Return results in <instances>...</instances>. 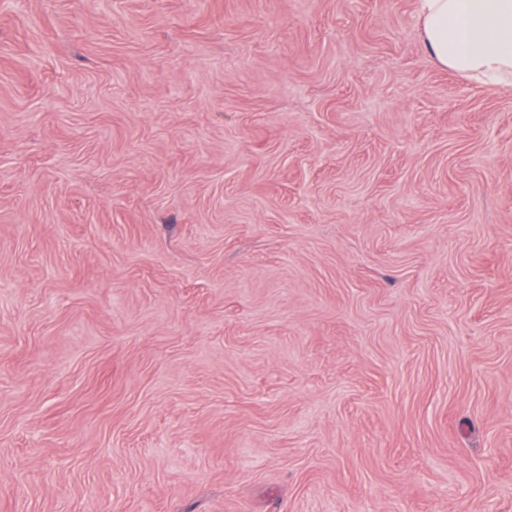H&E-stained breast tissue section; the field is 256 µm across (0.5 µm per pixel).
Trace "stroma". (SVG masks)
I'll list each match as a JSON object with an SVG mask.
<instances>
[{
  "instance_id": "stroma-1",
  "label": "stroma",
  "mask_w": 512,
  "mask_h": 512,
  "mask_svg": "<svg viewBox=\"0 0 512 512\" xmlns=\"http://www.w3.org/2000/svg\"><path fill=\"white\" fill-rule=\"evenodd\" d=\"M0 512H512V87L417 0H0Z\"/></svg>"
}]
</instances>
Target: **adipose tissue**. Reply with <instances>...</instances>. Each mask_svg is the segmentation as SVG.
Here are the masks:
<instances>
[{
    "label": "adipose tissue",
    "mask_w": 512,
    "mask_h": 512,
    "mask_svg": "<svg viewBox=\"0 0 512 512\" xmlns=\"http://www.w3.org/2000/svg\"><path fill=\"white\" fill-rule=\"evenodd\" d=\"M418 21L438 65L483 82L512 80V0H418Z\"/></svg>",
    "instance_id": "1"
}]
</instances>
